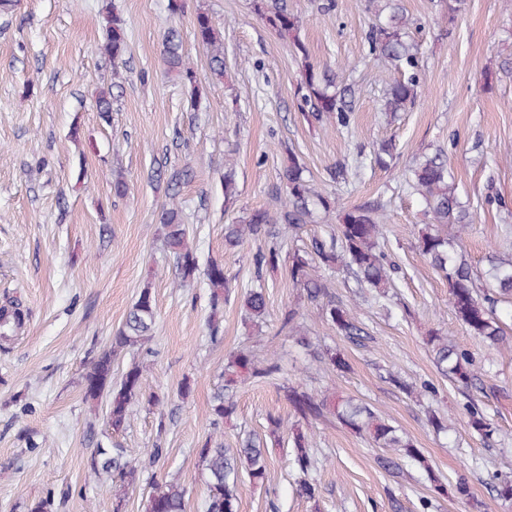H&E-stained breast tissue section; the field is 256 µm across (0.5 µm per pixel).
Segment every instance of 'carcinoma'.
<instances>
[{
  "mask_svg": "<svg viewBox=\"0 0 512 512\" xmlns=\"http://www.w3.org/2000/svg\"><path fill=\"white\" fill-rule=\"evenodd\" d=\"M389 13L385 21L373 27L368 35L370 52L387 68L403 73L387 91L384 111L405 112L418 98L419 77L417 75V46L409 35L411 21L401 7L387 5ZM257 12L265 18L280 37L293 38L294 47L302 54L304 85L303 106L323 125L334 128L346 127L350 123V104L345 95L336 91V75L324 69L316 70L309 55L298 39L299 17L288 11L286 0H258ZM110 33L105 46L112 60H120L126 52L127 43L123 20L114 15L110 19ZM196 40L209 53L211 75L224 78L223 41L214 29L208 13L199 11L194 21ZM166 62L170 71L177 74L181 82L197 93V74L192 64L179 53L177 31L168 32L165 40ZM410 187L421 195L426 203L432 228L422 233L419 242L421 254L429 265L448 281L449 295L457 321L467 333L495 349L511 348L512 336L506 331L496 313L499 297L512 296V261L489 256L488 276L496 291L480 293L477 278L464 258L462 244L452 229L457 224L471 223L470 213L461 205L456 187L451 182L448 162L442 152L425 155L414 160L411 169ZM286 185L287 196L277 218L265 210H255L238 224L224 225V244L235 248L253 240L264 244L255 258L254 278L243 297V309L247 321L258 326L268 313V301L263 280V267L277 263L287 256L291 279L306 292L307 299L319 304L320 318L330 321L339 335L357 341L365 334L351 312L336 303L329 292L325 272L338 266L349 270L357 287L370 290L374 299L387 296L392 286L391 274L394 266L388 254L381 249L387 217L384 206L361 205L342 211L337 232L329 238H316L308 250L295 249L283 252L282 237L302 224L313 222L314 214L336 211V198L325 195L304 177L303 168L291 159L280 173ZM159 224L162 225L163 242L175 260L173 285L182 288L199 275V258L190 243L187 216L181 206L171 203L163 207ZM207 285L211 290L212 314L216 315L224 306V292L228 291V279L224 264L210 262L204 270ZM156 310L151 287H145L128 312L121 328L112 337L109 348L98 354L86 367L83 374L85 400L107 401V423L112 433L119 434L129 426L130 408L142 391L145 377L150 370L147 357L132 362L122 372L120 380L112 378L114 362L124 351L141 349L147 333L155 322ZM19 308L0 309V336H8L21 326ZM426 344L432 354L438 372L468 388L477 379L479 367L463 345L452 341L448 334L438 329L430 330ZM319 362L334 370L347 367L341 351L325 348L316 353ZM281 366L270 356H262L251 348H243L231 354L224 362L221 372L224 384L213 393L211 400L212 424L218 426L231 419L235 412V395L238 385L280 377ZM286 400L292 405L300 419L309 423L329 416L355 431L365 432L379 448L400 449L398 455H382L378 465L392 473H403L402 460H407L424 473L434 490L442 495L445 485L434 474L425 457L412 441L398 434L391 420L376 413L367 404L353 398H317L308 390L284 384L281 386ZM470 427L481 437L492 436L497 428L475 405H467ZM284 420L279 416L268 418V440L254 434L240 438L238 447L226 448L224 442L206 443L199 451L202 478L207 491V512H238L237 487L242 473H247L255 482L267 476L269 445L282 439ZM293 466L301 474V494L315 497V487L310 480L317 469L318 460L313 455L312 439L301 429L292 435ZM93 468L115 477L119 489L123 490L139 478L141 467L127 459L122 448H108L97 443L92 451ZM146 512H186V488L177 480L156 482L147 497Z\"/></svg>",
  "mask_w": 512,
  "mask_h": 512,
  "instance_id": "carcinoma-1",
  "label": "carcinoma"
}]
</instances>
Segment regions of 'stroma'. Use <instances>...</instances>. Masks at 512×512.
Masks as SVG:
<instances>
[{"label":"stroma","mask_w":512,"mask_h":512,"mask_svg":"<svg viewBox=\"0 0 512 512\" xmlns=\"http://www.w3.org/2000/svg\"><path fill=\"white\" fill-rule=\"evenodd\" d=\"M332 11H324L326 2ZM379 0H288L300 16L298 37L310 60L352 89L348 127L324 130L301 107V57L254 9L253 0H18L0 10V306L17 301L23 328L0 338V512H28L49 497L55 512H118L111 478L94 470L96 438L106 400L84 399L88 362L110 346L144 287H151L156 322L143 392L128 429L115 442L142 461L122 511L145 512L149 485L178 479L186 512H204L199 450L209 440L237 445L265 434L269 416L297 422L278 381L239 385L236 411L215 429L210 400L229 354L253 340L281 359L290 385L362 401L390 418L416 444L447 486L466 478L471 495L435 498L436 512H512L494 499L490 475L512 479V352L496 351L467 334L449 302L448 282L421 255L418 239L429 218L404 173L418 154L443 152L457 194L473 221L459 225L477 284L489 255L512 258V12L502 0H465L449 15L448 0H400L418 45L421 95L407 111L383 109L395 74L368 48ZM208 13L224 41V79H211L208 56L192 20ZM125 23L122 61L104 51L108 18ZM177 30L181 53L197 71L191 93L166 70L164 39ZM112 112L96 108L100 90ZM393 146L380 156L382 144ZM340 207L380 202L388 224L381 246L395 263L386 306L364 298L344 268L327 274L338 301L366 330L351 341L319 319L287 263L265 268L268 316L246 321L242 294L254 272L258 243L228 250L224 227L255 210L278 214L285 199L279 174L289 158ZM233 167L238 196L224 204V169ZM175 170L191 176L169 192ZM129 185L114 197V174ZM177 198L194 222L200 263L216 259L235 280L209 326L205 281L172 285L173 258L159 233L158 214ZM310 327L300 345L281 326L288 311ZM448 331L488 371L468 390L441 376L424 342L428 329ZM341 349L345 371L318 368L313 355ZM428 381L432 400H417L389 380ZM189 393H182V386ZM497 426L490 442L470 428L466 404ZM448 414L436 433L430 414ZM318 456L315 498L296 490L290 436L274 446L264 482L242 478L239 512H420L435 497L429 482L382 470L368 435L337 420L310 425ZM163 454L146 464V451Z\"/></svg>","instance_id":"stroma-1"}]
</instances>
